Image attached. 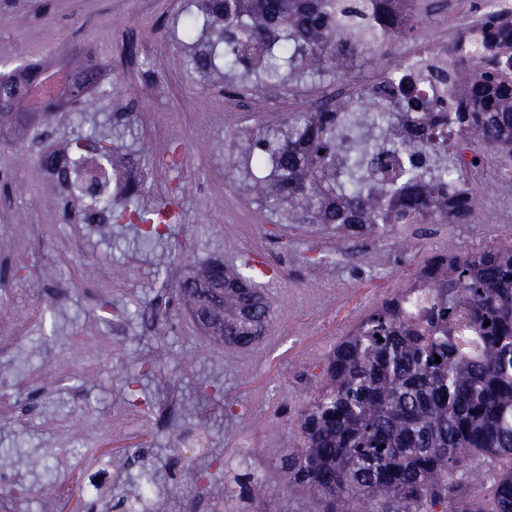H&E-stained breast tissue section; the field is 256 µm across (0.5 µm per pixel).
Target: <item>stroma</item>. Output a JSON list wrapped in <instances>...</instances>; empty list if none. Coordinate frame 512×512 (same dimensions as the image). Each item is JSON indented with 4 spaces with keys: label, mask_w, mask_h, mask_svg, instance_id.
<instances>
[{
    "label": "stroma",
    "mask_w": 512,
    "mask_h": 512,
    "mask_svg": "<svg viewBox=\"0 0 512 512\" xmlns=\"http://www.w3.org/2000/svg\"><path fill=\"white\" fill-rule=\"evenodd\" d=\"M478 5L416 0L393 58L422 41L450 45ZM187 8V0H0V57L36 62L49 49L60 63L88 53L111 62L112 88L95 109L131 122L145 199L181 193L180 223L153 245L132 225L75 223L57 207L62 188L37 156L74 132L78 113L0 131V308L43 313L21 327L22 343L0 362V390L22 392L20 407L0 415V469L22 470L31 490L18 506L1 498L0 512H61L64 504L46 491L48 463L71 506L84 507L83 488L104 469L134 496L140 463L131 448L157 473L159 512H182L195 493L180 476L203 463L224 512H304L302 493L278 490L280 463L263 450L294 444L328 351L448 246L512 247V183L503 181L512 156L504 152H486L475 175L474 224H396L365 242L285 223L262 207L238 170L225 166L224 147L239 133L223 107L235 96L200 83L174 38L173 21ZM215 259L250 262L249 276L275 311L268 335L250 349L210 341L171 290ZM91 327L104 338L97 362L57 374ZM172 395L182 405L175 421L149 419L108 442L85 426L129 403L144 409ZM182 430L204 431L216 462L170 447V433ZM245 465L274 493L239 498L234 476Z\"/></svg>",
    "instance_id": "35a3bbf8"
}]
</instances>
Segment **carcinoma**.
Returning <instances> with one entry per match:
<instances>
[{
	"mask_svg": "<svg viewBox=\"0 0 512 512\" xmlns=\"http://www.w3.org/2000/svg\"><path fill=\"white\" fill-rule=\"evenodd\" d=\"M402 17H413L412 0H201L182 19L179 44L203 78L292 87L342 79L386 57ZM431 53L448 57V68L429 73L448 85V97L421 99L409 77L380 93L403 138L378 134L352 102L294 112L242 148L248 187L290 224L380 234L392 224H442L450 211L457 224L476 223L474 192L449 175L465 139L512 151V6L486 0L477 23ZM10 88L0 72V119ZM107 124L64 140L74 168L85 152L105 161L132 148L131 127ZM444 126L448 138L439 140L434 131ZM269 153L276 164L267 173L260 162ZM89 201L108 223L145 225L154 239L171 224L169 204L148 205L132 187ZM428 267L437 288L425 314L408 319L398 298L383 301L328 353L318 393L298 419V443L256 449L280 458L282 487L307 494L306 512H512V250L462 255L451 245ZM222 268L220 343L246 349L267 334L272 310L251 277ZM175 292L189 309L215 303L182 280ZM463 324L476 343L456 335ZM477 457L511 461L488 497ZM241 487L252 498L265 484L245 473Z\"/></svg>",
	"mask_w": 512,
	"mask_h": 512,
	"instance_id": "1",
	"label": "carcinoma"
}]
</instances>
